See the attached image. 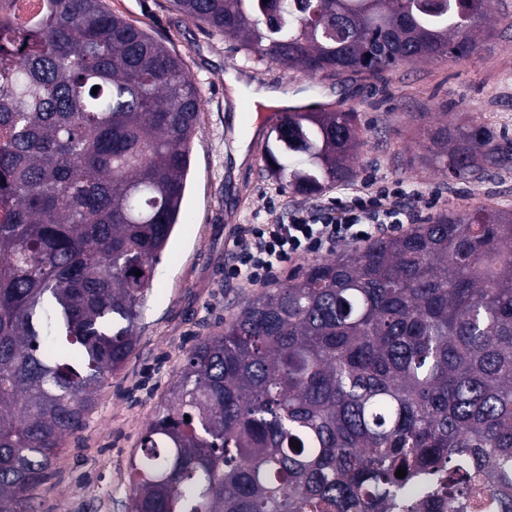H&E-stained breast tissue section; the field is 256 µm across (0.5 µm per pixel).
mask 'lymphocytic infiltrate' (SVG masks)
<instances>
[{
  "label": "lymphocytic infiltrate",
  "mask_w": 512,
  "mask_h": 512,
  "mask_svg": "<svg viewBox=\"0 0 512 512\" xmlns=\"http://www.w3.org/2000/svg\"><path fill=\"white\" fill-rule=\"evenodd\" d=\"M411 197L401 185H379L346 201L294 210L284 219L269 212L265 223L239 226L235 259L224 278L242 286L266 284L286 266L331 251L338 242L369 241L381 225L412 221Z\"/></svg>",
  "instance_id": "1"
}]
</instances>
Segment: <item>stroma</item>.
<instances>
[{
	"label": "stroma",
	"mask_w": 512,
	"mask_h": 512,
	"mask_svg": "<svg viewBox=\"0 0 512 512\" xmlns=\"http://www.w3.org/2000/svg\"><path fill=\"white\" fill-rule=\"evenodd\" d=\"M108 8L146 27L179 55L201 83L202 126L193 145L191 176L177 225L156 267L136 348L101 387L85 427L64 450L39 491L33 512H125L129 459L146 423L168 398L188 353L259 287L228 286L224 267L237 224H261L268 204L280 213L313 206L360 189L367 180L401 182L414 190L421 221L441 212L512 206V166L479 181L458 180L423 159L413 117L469 112L477 124L512 140V0H492L491 36L467 60L402 64L376 78L366 74L310 77L298 70L246 63L237 45L179 15L169 0H105ZM246 82L235 89L228 74ZM325 103L342 98L359 114L364 144L354 181L309 198L281 188L265 170L263 147L280 122V103L268 100L259 122H243L254 89Z\"/></svg>",
	"instance_id": "1"
}]
</instances>
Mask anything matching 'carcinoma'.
<instances>
[{"label": "carcinoma", "instance_id": "carcinoma-1", "mask_svg": "<svg viewBox=\"0 0 512 512\" xmlns=\"http://www.w3.org/2000/svg\"><path fill=\"white\" fill-rule=\"evenodd\" d=\"M170 2L246 62L313 77L469 58L490 0ZM201 100L104 0H0V512H30L136 347ZM417 125L451 177L512 162L477 124ZM274 132L282 186L356 178L354 110ZM129 480L126 512H512V209L441 213L250 299L189 353Z\"/></svg>", "mask_w": 512, "mask_h": 512}]
</instances>
